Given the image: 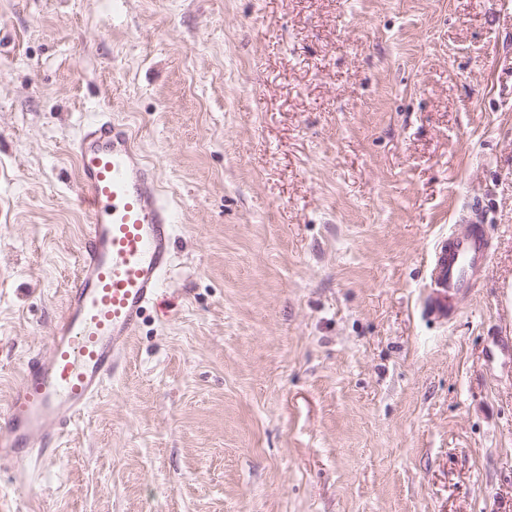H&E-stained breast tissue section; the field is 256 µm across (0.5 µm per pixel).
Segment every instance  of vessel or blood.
<instances>
[{
	"label": "vessel or blood",
	"mask_w": 512,
	"mask_h": 512,
	"mask_svg": "<svg viewBox=\"0 0 512 512\" xmlns=\"http://www.w3.org/2000/svg\"><path fill=\"white\" fill-rule=\"evenodd\" d=\"M74 150L89 217L76 280L49 343L26 360L0 414V465L54 459L69 426L116 375L172 266V210L127 125L100 119ZM490 253L483 225L459 220L435 247L427 312L447 317Z\"/></svg>",
	"instance_id": "b4317fda"
}]
</instances>
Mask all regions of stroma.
<instances>
[{
    "instance_id": "stroma-1",
    "label": "stroma",
    "mask_w": 512,
    "mask_h": 512,
    "mask_svg": "<svg viewBox=\"0 0 512 512\" xmlns=\"http://www.w3.org/2000/svg\"><path fill=\"white\" fill-rule=\"evenodd\" d=\"M104 116L173 265L0 512H512V0H0V410L76 276ZM469 204L493 256L439 323Z\"/></svg>"
}]
</instances>
